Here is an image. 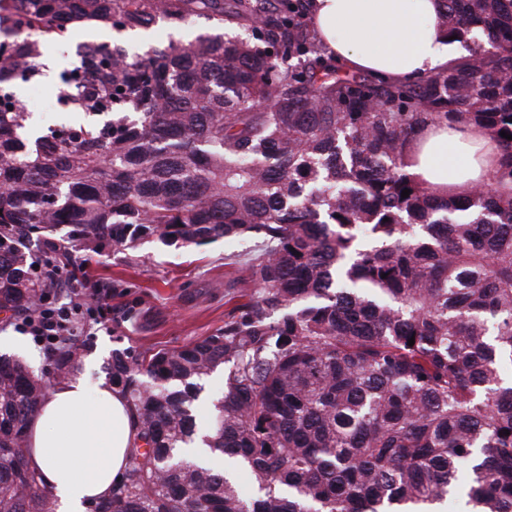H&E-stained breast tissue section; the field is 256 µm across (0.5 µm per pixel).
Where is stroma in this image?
<instances>
[{
    "instance_id": "stroma-1",
    "label": "stroma",
    "mask_w": 512,
    "mask_h": 512,
    "mask_svg": "<svg viewBox=\"0 0 512 512\" xmlns=\"http://www.w3.org/2000/svg\"><path fill=\"white\" fill-rule=\"evenodd\" d=\"M203 30L202 24L175 25L164 20L138 32H118L86 24L72 28L67 43L44 47L47 65L39 80L46 99H53L56 75L75 57L78 45L91 40L121 41L131 55L143 54L148 45L187 43ZM256 241L217 240L203 246L184 247L150 242L134 249H106L77 253L76 266L63 275L66 292L51 294V302L64 305L80 302L103 286V312L83 314L74 342L82 350L79 371L88 385L109 379L112 352L174 349L195 342L222 329L233 303H226L225 289H232L235 301H248L256 283L248 269ZM17 318L0 312V353L28 359L36 373L52 367L50 344L17 329Z\"/></svg>"
}]
</instances>
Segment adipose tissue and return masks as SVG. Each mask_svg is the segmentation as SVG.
I'll use <instances>...</instances> for the list:
<instances>
[{
  "instance_id": "obj_1",
  "label": "adipose tissue",
  "mask_w": 512,
  "mask_h": 512,
  "mask_svg": "<svg viewBox=\"0 0 512 512\" xmlns=\"http://www.w3.org/2000/svg\"><path fill=\"white\" fill-rule=\"evenodd\" d=\"M313 23L330 55L348 70L397 82L421 79L461 60L444 0H314ZM411 172L437 195L462 198L489 183L498 162L485 129L468 122L427 126L406 147ZM137 426L112 384L88 393L65 380L46 396L28 428L25 459L60 504L86 512L124 477Z\"/></svg>"
}]
</instances>
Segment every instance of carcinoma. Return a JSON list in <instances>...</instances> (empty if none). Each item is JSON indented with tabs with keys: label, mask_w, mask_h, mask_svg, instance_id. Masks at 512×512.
Instances as JSON below:
<instances>
[{
	"label": "carcinoma",
	"mask_w": 512,
	"mask_h": 512,
	"mask_svg": "<svg viewBox=\"0 0 512 512\" xmlns=\"http://www.w3.org/2000/svg\"><path fill=\"white\" fill-rule=\"evenodd\" d=\"M464 66L413 82L324 57L303 6L276 0H14L27 37L0 65V310L47 288L33 245L132 249L255 237L258 288L224 329L112 353L142 445L95 512H512V0H445ZM202 22L194 40L60 73L76 124L11 105L40 41L73 20ZM467 119L496 142L492 182L443 198L407 170L417 129ZM409 197H401L403 190ZM387 277H382V274ZM415 339L414 345L408 340ZM54 370L79 368L66 338ZM226 366L208 448L255 484L186 460L200 381ZM49 389L0 355V512H57L25 461Z\"/></svg>",
	"instance_id": "carcinoma-1"
}]
</instances>
